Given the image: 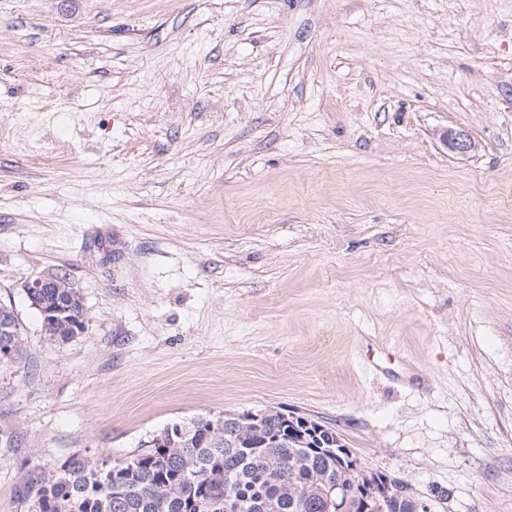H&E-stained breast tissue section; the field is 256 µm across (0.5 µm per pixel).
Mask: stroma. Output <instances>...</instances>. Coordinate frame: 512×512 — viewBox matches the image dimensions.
<instances>
[{"instance_id":"35a3bbf8","label":"stroma","mask_w":512,"mask_h":512,"mask_svg":"<svg viewBox=\"0 0 512 512\" xmlns=\"http://www.w3.org/2000/svg\"><path fill=\"white\" fill-rule=\"evenodd\" d=\"M57 272L66 342L24 291ZM1 303L0 512L261 409L512 512V0H0ZM440 141L451 152L467 155L477 149L474 138L464 129H445L440 134ZM56 277L52 288L48 286L47 276L29 280L24 288L33 306H37L42 296L38 307H34L39 314L41 331L50 339L66 342L74 337V331L85 332L88 326L79 291L72 287L65 274H56ZM44 288H47L45 292ZM0 321H2L1 329L4 333L3 336L0 333V350H11L10 357H8L9 352H7V356H4L8 358H4L0 354V365L2 366V364L13 362L21 357L23 354V338L20 331H18V336H12L14 335V330L19 327L16 315L11 307L0 304Z\"/></svg>"}]
</instances>
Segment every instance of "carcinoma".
<instances>
[{
	"instance_id": "obj_1",
	"label": "carcinoma",
	"mask_w": 512,
	"mask_h": 512,
	"mask_svg": "<svg viewBox=\"0 0 512 512\" xmlns=\"http://www.w3.org/2000/svg\"><path fill=\"white\" fill-rule=\"evenodd\" d=\"M41 331L66 342L86 331L83 298L64 274L57 275L36 307ZM0 365L23 354L22 336H1ZM249 430L242 416L202 417L164 428L148 446L121 461L71 455L53 467L36 466L19 478L29 512H224V500L239 512H333L321 487L342 476V465L319 451L336 441L324 425L306 435L304 458L293 459L286 415L264 410Z\"/></svg>"
}]
</instances>
